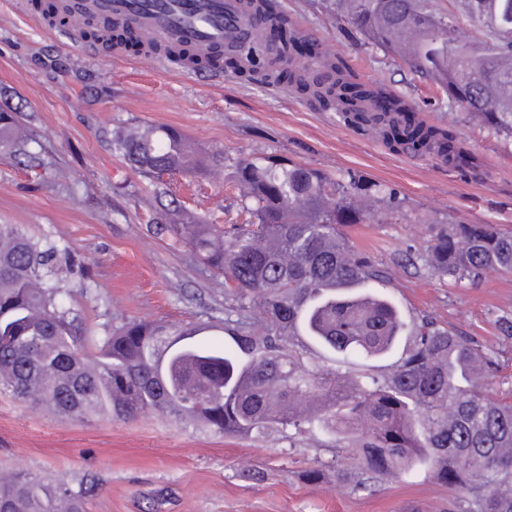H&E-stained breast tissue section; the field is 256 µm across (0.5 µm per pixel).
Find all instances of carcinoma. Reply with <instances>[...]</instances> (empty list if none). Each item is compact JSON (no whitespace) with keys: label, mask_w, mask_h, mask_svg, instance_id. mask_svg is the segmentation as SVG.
I'll return each mask as SVG.
<instances>
[{"label":"carcinoma","mask_w":512,"mask_h":512,"mask_svg":"<svg viewBox=\"0 0 512 512\" xmlns=\"http://www.w3.org/2000/svg\"><path fill=\"white\" fill-rule=\"evenodd\" d=\"M438 14L421 0H343L368 43L439 88L448 108L482 117L512 136V0H453ZM466 25L474 35L456 37ZM110 28L136 44L122 22L90 20L86 37ZM278 54L260 67L229 49L181 62L223 59L247 80L286 81L324 111L358 130H374L391 150L435 157L464 170L471 158L451 130L407 111L403 96L384 99L324 49L303 63L306 38L288 17L267 25ZM113 149L143 176L203 175L220 158L177 129L130 123L112 133ZM0 153L29 155L14 112L0 111ZM237 186L252 223L232 234L186 209L166 229L224 276L234 304L216 323L128 320L97 338L65 305L59 273L71 257L0 224V395L67 418L134 420L155 414L213 434L293 442L320 434L330 461L306 469L318 484L329 468L353 474L354 489L423 469L469 512H512V396L490 398L499 364L468 336L426 315L406 316L390 294L386 268L341 231L369 224L395 195L354 176L335 179L276 156L235 161ZM422 260L456 282L490 270L512 272V231L455 224L437 231ZM205 329L224 346L200 344ZM403 345L385 371L359 365ZM93 482L37 478L18 470L0 479V512H89Z\"/></svg>","instance_id":"1"}]
</instances>
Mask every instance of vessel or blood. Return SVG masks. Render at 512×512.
<instances>
[{
  "label": "vessel or blood",
  "instance_id": "b4317fda",
  "mask_svg": "<svg viewBox=\"0 0 512 512\" xmlns=\"http://www.w3.org/2000/svg\"><path fill=\"white\" fill-rule=\"evenodd\" d=\"M66 34L76 36L92 18L132 21L145 43L166 49L191 46L249 48L262 29L248 0H56Z\"/></svg>",
  "mask_w": 512,
  "mask_h": 512
}]
</instances>
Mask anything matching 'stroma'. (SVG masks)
Instances as JSON below:
<instances>
[{"label":"stroma","mask_w":512,"mask_h":512,"mask_svg":"<svg viewBox=\"0 0 512 512\" xmlns=\"http://www.w3.org/2000/svg\"><path fill=\"white\" fill-rule=\"evenodd\" d=\"M276 11L331 45L367 83L404 93L426 119L452 127L483 164L479 178L433 159L390 151L371 132L320 111L288 87L252 84L229 70L177 67L164 58L86 52L30 18L25 0H0V110L19 116L37 160L0 157V224H23L75 260L71 307L91 335L125 319L207 323L231 299L224 278L164 232L183 206L232 229L249 221L236 187L240 158L279 156L343 178L390 188L399 208L346 232L388 266L389 294L405 314L425 312L472 337L501 367L489 396L512 390V274L487 271L454 282L421 256L436 224L512 229V142L482 118L438 104L437 88L368 46L336 14V0H271ZM144 122L181 130L198 148L222 153L202 177L151 183L112 150L116 127ZM331 454L317 437L257 442L179 427L156 416L81 422L0 396V477L24 469L71 481L92 476L90 512H464L425 471L354 490L327 473L301 472Z\"/></svg>","instance_id":"stroma-1"}]
</instances>
